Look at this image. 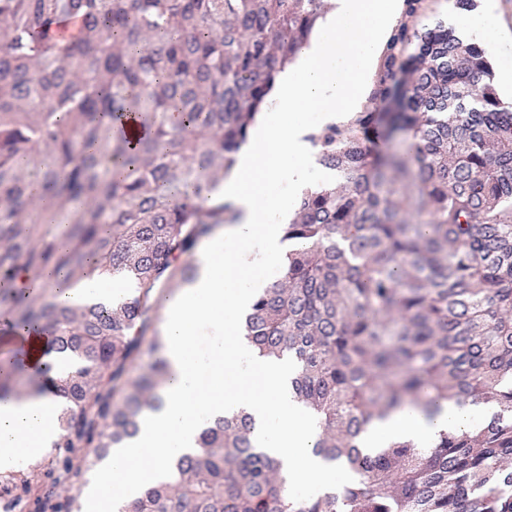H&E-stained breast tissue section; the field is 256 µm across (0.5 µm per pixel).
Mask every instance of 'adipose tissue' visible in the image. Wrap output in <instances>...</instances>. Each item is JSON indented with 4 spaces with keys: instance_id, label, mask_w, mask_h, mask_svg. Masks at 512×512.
Listing matches in <instances>:
<instances>
[{
    "instance_id": "obj_1",
    "label": "adipose tissue",
    "mask_w": 512,
    "mask_h": 512,
    "mask_svg": "<svg viewBox=\"0 0 512 512\" xmlns=\"http://www.w3.org/2000/svg\"><path fill=\"white\" fill-rule=\"evenodd\" d=\"M400 9L401 0H336L335 11L301 51L297 67L282 77L273 116L258 123L224 178V199L237 209L236 221L217 228L214 238L197 248L195 281L165 305L170 375L161 390L163 405L146 411L137 436L111 449L100 464L95 512H111L105 497L110 482L124 488L121 502L129 504L145 486L158 484L172 463L195 453L205 428L242 410L254 418L256 448L281 461L287 486L305 481L334 492L351 480L345 463L316 453L322 428L293 394V364L259 357L241 324L265 287L255 269L278 260L284 249L282 227L293 205L275 187L284 180L295 187L307 181L314 148L302 113L346 117L364 94ZM124 295L110 273L94 268L63 283L57 300L67 307H109ZM196 327L212 332L204 358L192 352ZM58 408V400L48 395L0 404L1 473L51 447ZM483 410L480 404L446 402L428 419L405 407L373 421L361 436V451L372 455L404 441L431 447L440 432L470 430Z\"/></svg>"
}]
</instances>
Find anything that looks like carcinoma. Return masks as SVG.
<instances>
[{
    "label": "carcinoma",
    "instance_id": "obj_1",
    "mask_svg": "<svg viewBox=\"0 0 512 512\" xmlns=\"http://www.w3.org/2000/svg\"><path fill=\"white\" fill-rule=\"evenodd\" d=\"M436 0H403L370 104L311 138L342 186L297 201L282 278L244 324L262 356L288 358L292 386L324 429L317 452L357 479L295 497L238 413L201 435L131 512H512V104L480 46L438 22ZM324 0H0V312L71 360L52 447L66 477L134 437L160 407L161 292L196 276L180 261L234 218L223 175L283 66L308 45ZM395 103L378 112L374 104ZM134 116L145 135L132 143ZM384 129L406 151L366 145ZM51 154L38 162L42 151ZM135 291L116 307H62L21 273L87 266ZM150 342L156 357L128 367ZM14 380L44 390L24 366ZM500 404L473 432H443L374 456L375 417L442 401Z\"/></svg>",
    "mask_w": 512,
    "mask_h": 512
}]
</instances>
